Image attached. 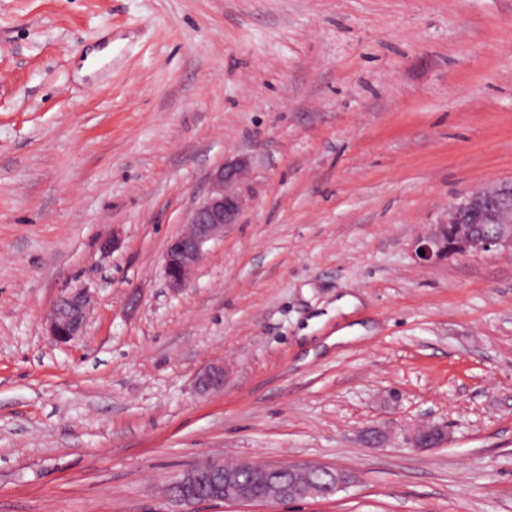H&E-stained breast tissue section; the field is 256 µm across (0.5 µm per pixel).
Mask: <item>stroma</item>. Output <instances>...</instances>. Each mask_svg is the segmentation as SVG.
Segmentation results:
<instances>
[{
  "label": "stroma",
  "instance_id": "obj_1",
  "mask_svg": "<svg viewBox=\"0 0 512 512\" xmlns=\"http://www.w3.org/2000/svg\"><path fill=\"white\" fill-rule=\"evenodd\" d=\"M236 156L239 222L172 290ZM510 180L512 0H0V512H173L203 460L358 481L196 512H512V250L414 257ZM241 158L225 160L210 175L211 189L191 211L187 228L172 238L163 255L164 272L170 288H185L203 256L205 246L222 237L224 229L238 224L243 198L236 187L246 172ZM92 304V296L85 288L61 296L47 315L51 336L60 343L83 336ZM194 385L196 392L202 396L222 392L224 389V366L222 364L209 365L197 375ZM445 440H447V429L443 425L417 427L407 437L409 447L412 448H436Z\"/></svg>",
  "mask_w": 512,
  "mask_h": 512
}]
</instances>
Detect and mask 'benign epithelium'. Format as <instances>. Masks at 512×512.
<instances>
[{
  "label": "benign epithelium",
  "mask_w": 512,
  "mask_h": 512,
  "mask_svg": "<svg viewBox=\"0 0 512 512\" xmlns=\"http://www.w3.org/2000/svg\"><path fill=\"white\" fill-rule=\"evenodd\" d=\"M246 172V161H224L210 175L211 189L191 211L184 232L172 238L163 255L169 287H186L203 256L205 246L238 223L243 198L237 186ZM512 249V181L501 182L448 205V221L416 241L415 257L428 265L453 253ZM93 304L85 288L61 296L47 315L51 336L67 343L82 336ZM224 389V366L211 364L195 379L201 396ZM447 440L443 425L421 426L407 437L411 448H436ZM355 473L341 467L299 463L288 466L257 465L248 460L233 465L202 461L170 478L166 497L185 506L201 502L268 503L291 499L326 498L350 487Z\"/></svg>",
  "instance_id": "obj_1"
}]
</instances>
